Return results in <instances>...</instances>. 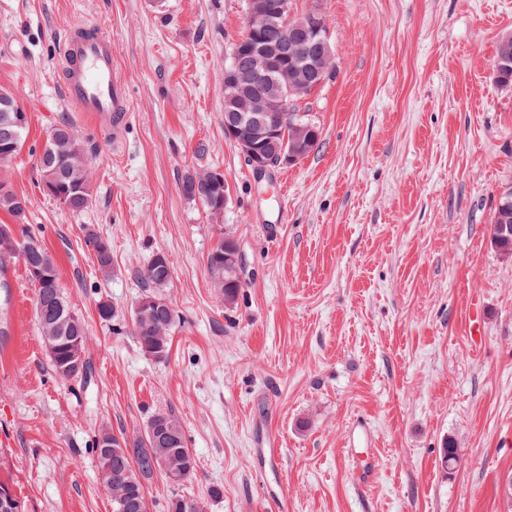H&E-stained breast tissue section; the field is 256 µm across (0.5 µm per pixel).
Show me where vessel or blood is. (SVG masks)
Instances as JSON below:
<instances>
[{
  "mask_svg": "<svg viewBox=\"0 0 512 512\" xmlns=\"http://www.w3.org/2000/svg\"><path fill=\"white\" fill-rule=\"evenodd\" d=\"M115 46L98 26L67 31L58 56L64 96L78 111L108 129L120 144L129 121V94L113 64Z\"/></svg>",
  "mask_w": 512,
  "mask_h": 512,
  "instance_id": "1",
  "label": "vessel or blood"
}]
</instances>
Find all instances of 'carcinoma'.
<instances>
[{
  "label": "carcinoma",
  "instance_id": "carcinoma-1",
  "mask_svg": "<svg viewBox=\"0 0 512 512\" xmlns=\"http://www.w3.org/2000/svg\"><path fill=\"white\" fill-rule=\"evenodd\" d=\"M503 58L512 60V37L503 35L496 47L492 63L495 81L502 86L512 85V67L499 68ZM308 127L313 136L306 152L318 144L320 133L306 115L300 103L292 105L281 123L282 135L292 137L296 128ZM27 126L16 127L0 122V211L22 222L26 219V200L12 189L9 180L10 163L20 150ZM40 176L53 181L52 197L73 213L84 211L90 203V187L86 153L73 126L63 121L51 128L45 145L36 161ZM183 195L200 201L213 215L224 212V184L212 179L209 171L187 174L181 185ZM12 233L7 243L0 242V256L17 253L23 263L32 262L47 267L49 278L36 291L35 315L47 355L55 374L63 380L87 373L86 358L88 329L78 313L70 306L59 286V273L49 252L34 238L24 240L14 236L12 224H0V231ZM492 243L504 252L512 253V201L499 198L494 207L490 226ZM86 242L93 247L100 274L112 275V245L109 240L87 225ZM170 263L160 262L153 254L141 272L145 291L140 297L141 309L131 314V335L144 354L162 360L167 357L170 337L178 315L164 294L172 273ZM207 268L213 286L227 304L236 301L240 288L241 269L233 236L220 238L208 255ZM95 453L101 482L112 500V512H149L147 484L156 476L178 487L188 482L196 472V461L187 448L183 425L169 410L154 413L144 432L131 437H119L103 428L96 439ZM165 512H202L201 503L174 495L166 501Z\"/></svg>",
  "mask_w": 512,
  "mask_h": 512
}]
</instances>
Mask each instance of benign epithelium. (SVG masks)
I'll list each match as a JSON object with an SVG mask.
<instances>
[{
  "label": "benign epithelium",
  "mask_w": 512,
  "mask_h": 512,
  "mask_svg": "<svg viewBox=\"0 0 512 512\" xmlns=\"http://www.w3.org/2000/svg\"><path fill=\"white\" fill-rule=\"evenodd\" d=\"M292 0H246L244 34L237 44L248 46L224 66V136L233 141L257 177L296 162L300 149L278 140L280 116L290 111L292 96L306 97L308 79L323 76L331 58L329 29L317 12L291 23ZM279 32L265 41L264 29Z\"/></svg>",
  "instance_id": "obj_1"
}]
</instances>
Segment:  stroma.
I'll list each match as a JSON object with an SVG mask.
<instances>
[{"instance_id":"35a3bbf8","label":"stroma","mask_w":512,"mask_h":512,"mask_svg":"<svg viewBox=\"0 0 512 512\" xmlns=\"http://www.w3.org/2000/svg\"><path fill=\"white\" fill-rule=\"evenodd\" d=\"M292 6L326 15L334 69L301 104L317 146L262 183L224 136L243 0H0V89L28 114L10 165L27 202L19 233L52 255L90 336V376L56 377L24 264L0 259V448L28 512H112L98 432H143L158 410L179 417L196 460L177 492L207 512H512V257L490 244L512 183V86L491 76L512 0ZM87 24L111 36L129 91L119 149L57 79L62 37ZM63 121L90 166L80 213L43 191L36 167ZM201 170L227 179L221 216L181 191ZM87 224L112 243L110 279ZM227 231L245 258L230 306L207 269ZM159 251L178 314L160 361L129 333L139 272ZM271 448L279 464L262 469Z\"/></svg>"}]
</instances>
